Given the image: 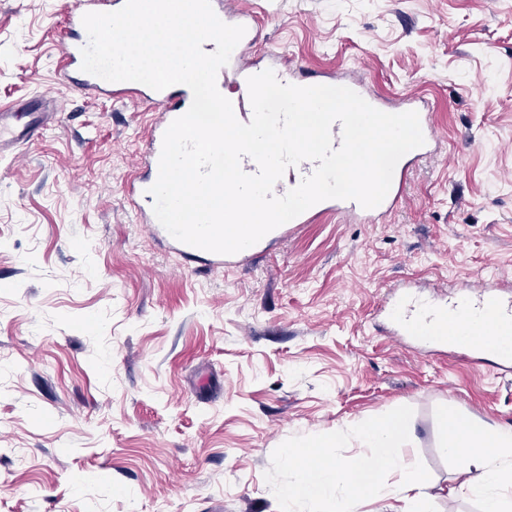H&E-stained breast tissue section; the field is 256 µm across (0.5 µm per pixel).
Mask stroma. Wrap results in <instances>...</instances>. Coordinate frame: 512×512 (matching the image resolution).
<instances>
[{
	"label": "stroma",
	"mask_w": 512,
	"mask_h": 512,
	"mask_svg": "<svg viewBox=\"0 0 512 512\" xmlns=\"http://www.w3.org/2000/svg\"><path fill=\"white\" fill-rule=\"evenodd\" d=\"M260 2L254 57L419 96L440 148L377 223L327 216L224 273L181 264L130 202L157 110L60 80L72 0H0V107L47 95L59 114L0 157V512H279L283 441L404 405L428 500L479 512L443 426H512V372L409 352L379 308L512 279V0Z\"/></svg>",
	"instance_id": "35a3bbf8"
}]
</instances>
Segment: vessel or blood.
I'll list each match as a JSON object with an SVG mask.
<instances>
[{
	"label": "vessel or blood",
	"mask_w": 512,
	"mask_h": 512,
	"mask_svg": "<svg viewBox=\"0 0 512 512\" xmlns=\"http://www.w3.org/2000/svg\"><path fill=\"white\" fill-rule=\"evenodd\" d=\"M123 4L124 0H74L68 17V30L59 39L60 56L65 62L59 75L62 82L75 86L80 92H98L117 98L132 96L158 108L159 118L147 135L145 150L138 164L139 174L129 183L128 194L133 205L140 210L142 223L150 225L154 235L163 237L167 231L154 214V198L150 195L149 189L158 178L164 133L175 119L188 111L193 96L189 87L183 84L156 91L138 82H109L82 71L81 50L88 42L82 24L83 16L89 12H113L120 9ZM211 5L223 22L241 25L246 29L228 64L219 70L217 78L221 81L233 78L239 90V95L233 103L234 113L240 122L247 123L252 118L247 79L258 74L259 69L247 59L246 50L257 41L259 33L249 10L228 13L222 0H211ZM407 102L410 110L416 111L419 115L425 143L398 161L390 190L377 207L366 209L353 200H324L240 252L230 255L218 254L176 240L172 243L175 253L183 262L200 263L212 270L225 271L265 255L273 243L287 237L301 225L316 222L322 217L342 214L369 223L377 216L392 210L402 198L412 165L430 154L437 137L433 115L428 105L412 96L408 97ZM52 118V113L47 112L46 108L39 104L0 110V154L16 150L21 144L42 135L48 130ZM315 168V162L309 160L288 168L275 183L274 194L284 195L298 186ZM384 309L394 327L395 335L406 337L412 347H445L476 356L479 362L493 367L505 368L512 365V354L489 348L480 333H473L461 344L454 340L458 324L463 319L483 325L487 330L504 325L512 326V297H504L492 289L478 293L474 291L470 282L458 281L453 283L449 292L425 298H398L386 303Z\"/></svg>",
	"instance_id": "1"
}]
</instances>
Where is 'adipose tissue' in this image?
Instances as JSON below:
<instances>
[{
  "label": "adipose tissue",
  "mask_w": 512,
  "mask_h": 512,
  "mask_svg": "<svg viewBox=\"0 0 512 512\" xmlns=\"http://www.w3.org/2000/svg\"><path fill=\"white\" fill-rule=\"evenodd\" d=\"M444 449L463 477L458 493L480 494L481 512H512V427L457 414L446 426Z\"/></svg>",
  "instance_id": "ef3b65f1"
}]
</instances>
